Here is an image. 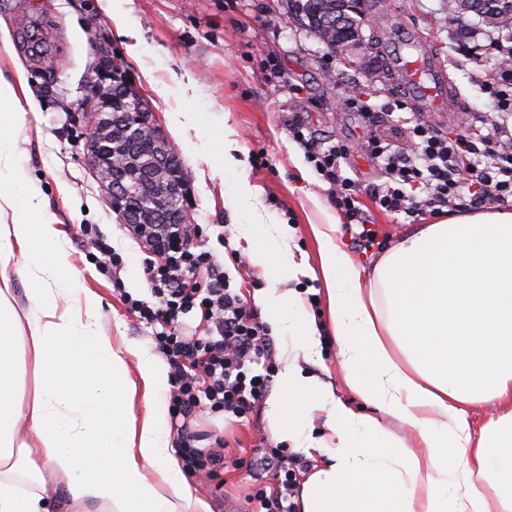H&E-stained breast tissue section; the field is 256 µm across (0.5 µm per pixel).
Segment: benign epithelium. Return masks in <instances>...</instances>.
<instances>
[{
  "instance_id": "benign-epithelium-1",
  "label": "benign epithelium",
  "mask_w": 512,
  "mask_h": 512,
  "mask_svg": "<svg viewBox=\"0 0 512 512\" xmlns=\"http://www.w3.org/2000/svg\"><path fill=\"white\" fill-rule=\"evenodd\" d=\"M327 13L324 20L338 30H347L356 11L354 0H326ZM336 55L345 64H354V49L365 52L373 50L371 39L363 33L348 39H338L333 45ZM119 63L104 55L92 69V75L85 79L84 94L78 100L79 111L87 122L85 150L90 169L109 202L117 209L123 224H185L187 216L182 202L183 181H178L172 193L159 187L147 196L141 197L140 207L122 209V199L140 197L141 188L155 178L164 182L166 169L176 155L171 150L160 129L151 119V113L143 109V103L136 105L134 112H121L130 140L141 134L157 139L158 147L153 159L142 161L135 152L122 155L112 152V80L117 77L115 68Z\"/></svg>"
}]
</instances>
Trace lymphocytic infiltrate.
Returning a JSON list of instances; mask_svg holds the SVG:
<instances>
[{"label": "lymphocytic infiltrate", "instance_id": "obj_1", "mask_svg": "<svg viewBox=\"0 0 512 512\" xmlns=\"http://www.w3.org/2000/svg\"><path fill=\"white\" fill-rule=\"evenodd\" d=\"M499 69L482 83L497 108L486 132L455 136L415 124L406 146L396 147L368 136L363 150L380 166L385 181L360 188L343 173L349 153L343 141L321 147L307 141L300 120L289 119L288 131L303 143L307 159L332 187L347 223L358 225V239L372 248L376 235L364 202L378 210L416 223L440 209L463 211L466 205H499L512 200V45L495 41ZM197 229L168 224L136 232L150 257L145 266L150 299H128V310L139 321L155 326L154 339L172 369V428L191 472L223 466L218 448L196 447L190 423L200 408L243 418L268 392L275 371V343L242 289L232 287L228 274L208 251H196ZM200 310L203 328L187 329L181 315ZM296 458L271 443L256 449L249 460L254 475H271L273 492L257 489L252 512H294Z\"/></svg>", "mask_w": 512, "mask_h": 512}]
</instances>
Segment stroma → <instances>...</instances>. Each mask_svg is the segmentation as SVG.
Masks as SVG:
<instances>
[{
  "instance_id": "obj_1",
  "label": "stroma",
  "mask_w": 512,
  "mask_h": 512,
  "mask_svg": "<svg viewBox=\"0 0 512 512\" xmlns=\"http://www.w3.org/2000/svg\"><path fill=\"white\" fill-rule=\"evenodd\" d=\"M365 15L399 13L403 22L429 41L447 63L448 96L458 105L447 113L443 132L486 129L492 106L482 89L485 74L498 66L490 43L497 28L473 13L459 11L455 0H360ZM130 20L142 41L139 59L127 57V36L112 22L106 0H0V78L14 84L19 98H32L36 111L26 113L12 134L19 163L40 192L47 213L60 228L69 253L68 276L101 299L100 325L114 345L135 343L154 351L153 329L131 315L123 292L146 298L143 279L148 253L120 223L97 181L85 151L84 123L70 120L72 103L98 50L117 59L127 80L147 103L152 121L167 130V113L193 112L199 129L188 140L167 141L184 167L191 223L201 225L197 243L224 266L234 287L258 304L267 282L246 249L242 230L248 218L229 199L224 158L215 146L225 128H232L242 150L243 174L263 188L265 219L297 229L296 244L310 265L318 263V245L309 227L337 213L327 182L307 163L300 144L288 133L289 116H297L306 136L318 142L345 140L351 150L345 176L361 186L383 183L379 167L360 152L367 133L386 142L402 141L419 114L412 108L369 124L343 105L346 94L358 92L376 108L401 101L396 81L386 74L383 56H370L359 66L343 65L291 14L287 0H129ZM193 88L183 91V81ZM168 87L167 98L156 90ZM319 205H312L311 197ZM378 244L358 246L357 227L341 225L345 249L372 271L386 247L408 232L395 216L374 211ZM94 229L121 255L119 277L98 266V252L85 229ZM227 245H220L219 235ZM141 280L132 288V280ZM320 359L303 362L305 373L331 384L337 396L361 407L347 388L336 361L331 334H323ZM259 401L247 417L226 419L202 411L192 423L201 446L224 438V467L215 475L199 472L192 479L212 512H250L248 496L254 480L248 467L261 438L275 437Z\"/></svg>"
}]
</instances>
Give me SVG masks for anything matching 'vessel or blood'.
Listing matches in <instances>:
<instances>
[{"label": "vessel or blood", "mask_w": 512, "mask_h": 512, "mask_svg": "<svg viewBox=\"0 0 512 512\" xmlns=\"http://www.w3.org/2000/svg\"><path fill=\"white\" fill-rule=\"evenodd\" d=\"M390 58L400 74L399 86L416 112L437 117L448 110V80L445 63L435 57L400 18L389 27Z\"/></svg>", "instance_id": "vessel-or-blood-1"}]
</instances>
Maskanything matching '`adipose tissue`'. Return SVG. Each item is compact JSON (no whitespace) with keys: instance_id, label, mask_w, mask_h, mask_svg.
I'll return each mask as SVG.
<instances>
[{"instance_id":"1","label":"adipose tissue","mask_w":512,"mask_h":512,"mask_svg":"<svg viewBox=\"0 0 512 512\" xmlns=\"http://www.w3.org/2000/svg\"><path fill=\"white\" fill-rule=\"evenodd\" d=\"M25 113L0 78V269L21 263L32 284L23 316L0 289V512H58L63 501L74 512H211L170 450L164 365L115 348L98 324L100 298L59 279L65 242L11 145ZM221 149L234 207L255 214L262 190L241 175L237 142ZM10 213L17 222L4 223ZM338 231L332 221L310 227L336 358L371 415L300 365L320 357L322 332L299 295L278 289L302 271L296 227L253 222L244 236L268 282L267 321L298 341L281 355L266 414L282 440L311 452L300 512H512V211L421 225L369 275ZM484 405L493 412L473 431L468 410Z\"/></svg>"}]
</instances>
